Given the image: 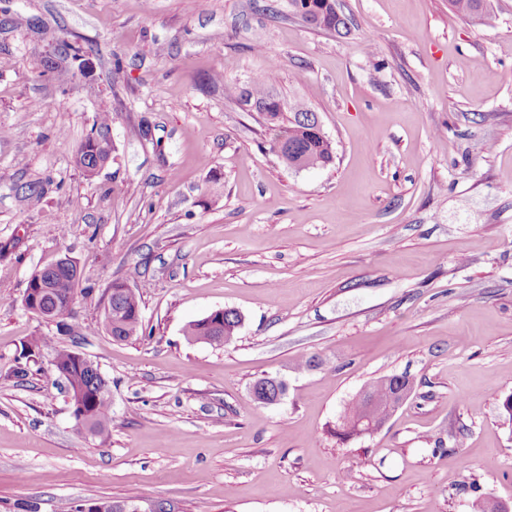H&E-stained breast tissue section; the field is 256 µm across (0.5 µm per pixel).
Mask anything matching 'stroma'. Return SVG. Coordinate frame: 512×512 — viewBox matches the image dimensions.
Here are the masks:
<instances>
[{"instance_id":"obj_1","label":"stroma","mask_w":512,"mask_h":512,"mask_svg":"<svg viewBox=\"0 0 512 512\" xmlns=\"http://www.w3.org/2000/svg\"><path fill=\"white\" fill-rule=\"evenodd\" d=\"M337 8L342 36L287 0H0V512L512 506V0L480 22L448 0ZM56 40L84 64L42 73ZM272 58L331 164L287 166L277 129L225 94ZM104 112L117 157L90 179L74 156ZM63 255L81 282L47 325L23 295ZM115 281L142 298L124 342L103 322ZM224 308L243 318L230 344L187 339ZM41 334L54 346L24 363ZM58 345L108 383L102 435L76 424ZM392 374L406 402L338 441L348 401ZM263 376L286 382L280 403L254 401Z\"/></svg>"}]
</instances>
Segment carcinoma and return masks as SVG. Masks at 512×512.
<instances>
[{
  "mask_svg": "<svg viewBox=\"0 0 512 512\" xmlns=\"http://www.w3.org/2000/svg\"><path fill=\"white\" fill-rule=\"evenodd\" d=\"M334 2L336 0H288V7L293 12L308 14L307 21L312 27L340 34L348 27L344 18L336 16L332 7ZM488 6V0H448L449 9L470 19H482ZM272 83L273 76L267 75L257 78L246 89L229 86L226 92L240 104L249 105L261 113L266 124L279 129L277 147H288V161L303 168L330 164L334 159L333 147L318 125L317 113L299 103L290 110L288 125H282L284 107L271 92ZM78 151L82 155L75 157L77 168L87 176H94L95 172L88 169L87 160L94 158L96 146L84 142ZM44 276L50 279L48 303L56 308L58 315L70 313L80 280L62 268L47 270ZM141 304L137 289H115L112 295V321L107 325L114 340L125 341L139 334L142 328ZM240 326V313L226 308L189 324L185 334L195 342L224 346L233 340ZM404 379V375L385 376L365 388L369 398L360 394L353 398L336 422V439L347 442L370 434V424L379 423L385 418L390 402L406 385ZM67 384L91 396L92 404L87 409L86 419L79 423L80 428L91 434L103 433L111 420V404L109 393L102 390L98 368L88 364L73 368L67 377Z\"/></svg>",
  "mask_w": 512,
  "mask_h": 512,
  "instance_id": "carcinoma-1",
  "label": "carcinoma"
}]
</instances>
